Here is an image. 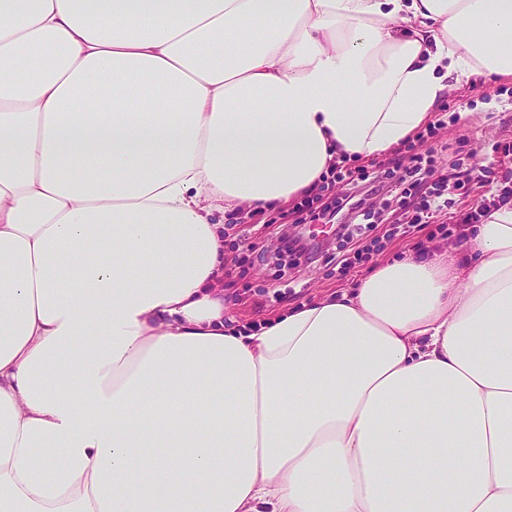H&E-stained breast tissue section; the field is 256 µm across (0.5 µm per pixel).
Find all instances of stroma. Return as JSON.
<instances>
[{"label": "stroma", "instance_id": "stroma-1", "mask_svg": "<svg viewBox=\"0 0 512 512\" xmlns=\"http://www.w3.org/2000/svg\"><path fill=\"white\" fill-rule=\"evenodd\" d=\"M448 95L465 99L469 104L459 120L449 123L434 144L441 171L453 186L446 210L452 218L470 211L482 194L481 188L469 181L465 170L452 166L462 145L477 148L476 162L488 167L494 189H502L500 176L512 168V155L493 149L496 143L512 142V83L498 82L484 73L474 72L455 81ZM284 209L281 203L265 211L241 206L224 215V294L232 303V315L241 324H256L300 303L342 291L370 270L371 263H365L352 268L347 276L337 277L333 261L339 246L336 227L318 222L297 228L303 237L320 244L321 250L314 261L302 260L295 266L278 261L276 246L283 230L280 216ZM460 232V225L451 222L443 230L434 224L419 226L411 237L404 239H384L379 228L364 230L363 238L377 240L372 263H378L400 257L419 246L427 250L438 243L454 242ZM244 233L256 243L254 253L243 254L240 236Z\"/></svg>", "mask_w": 512, "mask_h": 512}]
</instances>
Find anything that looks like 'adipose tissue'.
<instances>
[{
  "instance_id": "adipose-tissue-1",
  "label": "adipose tissue",
  "mask_w": 512,
  "mask_h": 512,
  "mask_svg": "<svg viewBox=\"0 0 512 512\" xmlns=\"http://www.w3.org/2000/svg\"><path fill=\"white\" fill-rule=\"evenodd\" d=\"M479 70L512 0H0V512H512V199L258 327L220 284L226 210Z\"/></svg>"
}]
</instances>
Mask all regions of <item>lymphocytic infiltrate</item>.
<instances>
[{"mask_svg": "<svg viewBox=\"0 0 512 512\" xmlns=\"http://www.w3.org/2000/svg\"><path fill=\"white\" fill-rule=\"evenodd\" d=\"M465 107V102L460 99L442 104L433 120L413 140L369 165L354 160L333 165L310 192L283 212V220L296 224L310 219L332 220L345 211L351 215L350 224L378 225L384 223L382 212L374 211L364 199H356L355 194L363 191L367 196H373L388 187L396 191L399 208L405 217L401 223H384L388 226V237H406L418 225L436 223L448 206V181L437 176V159L429 144L439 130L447 126L449 113L460 112ZM350 224L340 225L337 230L348 246L347 252L335 257L336 271L342 276L354 264L367 261L372 252L371 246L353 235Z\"/></svg>", "mask_w": 512, "mask_h": 512, "instance_id": "obj_1", "label": "lymphocytic infiltrate"}]
</instances>
